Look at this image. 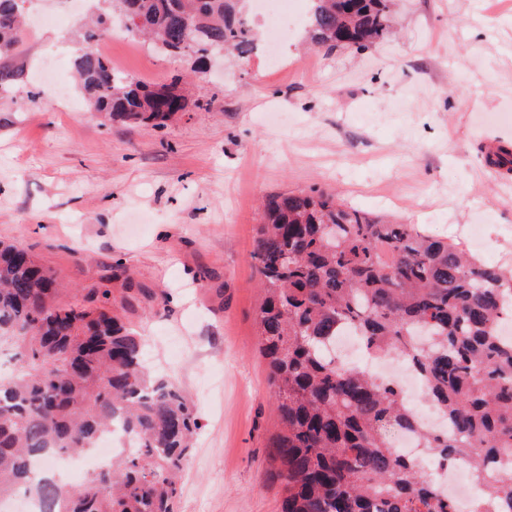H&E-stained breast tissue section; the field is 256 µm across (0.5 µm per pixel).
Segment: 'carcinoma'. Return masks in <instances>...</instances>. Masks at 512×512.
Wrapping results in <instances>:
<instances>
[{
	"mask_svg": "<svg viewBox=\"0 0 512 512\" xmlns=\"http://www.w3.org/2000/svg\"><path fill=\"white\" fill-rule=\"evenodd\" d=\"M243 0H101L89 44L121 31L199 64L240 57L257 34ZM307 37L364 49L390 34L391 0H309ZM18 0H0V56L20 43ZM91 107L127 125L161 129L189 106L181 77L150 85L87 49L75 59ZM21 71L0 66V92ZM265 300L256 322L283 429L273 442L279 512H459L436 481L395 449L399 434L454 461L468 459L486 504L512 500V341L499 324L512 306V269L418 224H393L311 188L271 195L256 231ZM30 250L0 242V348L16 373L0 377V499L22 492L38 512H174L178 476L200 428L185 392L143 366L144 341L125 322L130 297L109 288L78 303ZM352 329L378 357L411 362L450 430L420 421L393 383L327 347ZM120 420L137 449L73 490L36 474L35 457L88 454Z\"/></svg>",
	"mask_w": 512,
	"mask_h": 512,
	"instance_id": "obj_1",
	"label": "carcinoma"
}]
</instances>
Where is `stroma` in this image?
<instances>
[{
    "label": "stroma",
    "instance_id": "35a3bbf8",
    "mask_svg": "<svg viewBox=\"0 0 512 512\" xmlns=\"http://www.w3.org/2000/svg\"><path fill=\"white\" fill-rule=\"evenodd\" d=\"M30 23L0 95V240L28 247L66 283L60 302L114 263L166 305L130 321L147 363L182 387L202 428L177 512H278L272 441L282 428L260 351L264 300L254 257L260 203L313 186L400 224L465 243L477 224L489 264L512 252V183L484 163L512 141V0H395L391 37L361 51L279 46L225 55L185 92L204 109L167 127H128L94 112L73 76L82 17L67 0H26ZM59 48L68 100L35 71ZM120 72L150 85L189 71L186 57L112 37Z\"/></svg>",
    "mask_w": 512,
    "mask_h": 512
}]
</instances>
